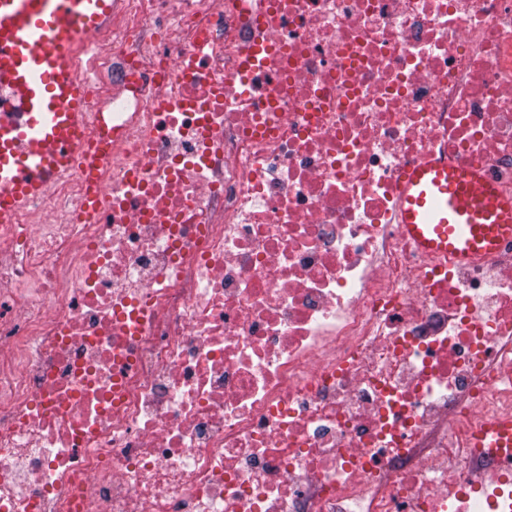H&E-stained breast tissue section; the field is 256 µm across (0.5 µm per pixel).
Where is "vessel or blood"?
Instances as JSON below:
<instances>
[{
	"label": "vessel or blood",
	"mask_w": 512,
	"mask_h": 512,
	"mask_svg": "<svg viewBox=\"0 0 512 512\" xmlns=\"http://www.w3.org/2000/svg\"><path fill=\"white\" fill-rule=\"evenodd\" d=\"M113 0H0V72L26 106L23 126L0 123V225L68 174L95 121L71 64L78 24L104 26ZM397 220L423 256L468 259L512 241V200L478 172L433 161L410 166ZM474 445L512 454V413L481 422Z\"/></svg>",
	"instance_id": "vessel-or-blood-1"
}]
</instances>
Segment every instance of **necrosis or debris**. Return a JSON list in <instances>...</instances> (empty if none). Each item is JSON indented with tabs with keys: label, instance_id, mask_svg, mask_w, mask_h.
<instances>
[{
	"label": "necrosis or debris",
	"instance_id": "1",
	"mask_svg": "<svg viewBox=\"0 0 512 512\" xmlns=\"http://www.w3.org/2000/svg\"><path fill=\"white\" fill-rule=\"evenodd\" d=\"M71 61L101 120L0 231V512H512V245L396 221L424 159L512 197V0H118ZM474 448H491L503 459L512 456V413L481 422L474 431Z\"/></svg>",
	"mask_w": 512,
	"mask_h": 512
}]
</instances>
